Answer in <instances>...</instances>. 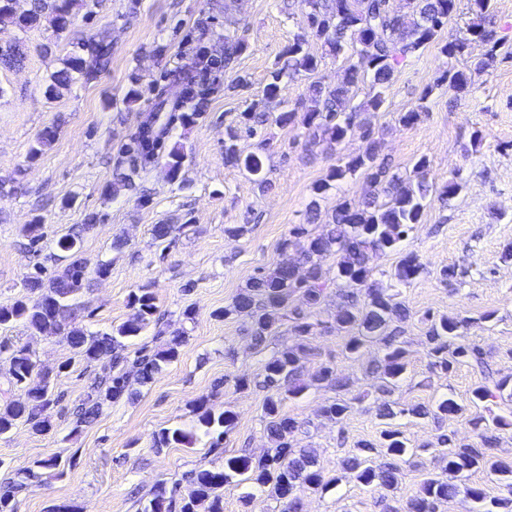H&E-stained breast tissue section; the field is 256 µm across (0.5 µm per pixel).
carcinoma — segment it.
<instances>
[{"label": "carcinoma", "instance_id": "1", "mask_svg": "<svg viewBox=\"0 0 512 512\" xmlns=\"http://www.w3.org/2000/svg\"><path fill=\"white\" fill-rule=\"evenodd\" d=\"M78 0H32L31 9L23 14L15 10L16 0H0V24L9 23L24 30L46 19L57 37L69 35L72 24L71 8ZM307 9L308 27L327 50L340 56L353 51L341 78L334 85L319 82L310 85V96L297 107L281 112L269 111V104L279 96L283 77L291 79L313 74L319 60L304 48L305 39L298 35L285 54L275 64L261 99L251 102L227 126L224 138V160L242 165L257 177L263 188L269 182L262 177L264 156L239 153L237 142L243 136H254L258 129L274 121L284 127L295 123L298 111L304 112L306 144H324L330 150H339L344 141L354 135L364 143L356 155L336 154L326 178L314 186L320 195L334 181L360 176L363 196L359 202L336 200L328 220L318 223L320 212L312 202L307 223L297 224L289 231L283 248H294L296 262L302 266L296 275L286 263L251 277L246 286L224 307L221 314L236 315L248 323V331L258 351L266 348L269 336L288 319L294 342H284L265 357L262 387L267 390L263 403L264 432L271 444L266 454L255 460L241 455L224 460L219 467H199L182 476L172 487L161 481L154 488L153 498L143 512H224V485L240 477L261 488L269 489L271 496L283 504V512H302L299 493L304 490H325L336 483L320 467L313 448L295 447L294 434L300 430L297 420L283 412L285 400L308 389L309 385L325 386L336 392L349 393L352 382L328 363L319 366L310 382L301 378V362L317 356L309 344V337L322 325L318 319L321 305L330 295L339 300L334 321L336 331L345 334V349L357 354L369 343L381 345L384 354L374 364L379 376L378 391L392 395L406 370L404 341L400 324L410 317L409 309L398 300L395 285L409 284L424 270L417 256L407 255L399 260L388 274L387 281L373 278L372 253L396 250L414 225L420 223L429 197L435 195L442 202L457 197L464 180L456 175L440 186L427 180L431 162L422 156L413 165L411 174L392 169L381 156V139L376 125L378 114L384 111L383 89L394 73L419 50L432 44L449 60L468 53L473 43L485 46L478 62V70L494 66L497 53L504 45L493 24L491 0H473L475 17L462 37L441 36L458 12L459 0H301ZM228 21L224 28V68L228 69L246 49L245 41L232 29ZM71 50L62 67L52 73L46 92L57 96L73 84L96 79L107 70L112 59V47L107 31L101 30L86 39L70 43ZM26 57L24 41L17 37L0 40V65H19ZM371 77L372 92L361 103L352 101L365 76ZM171 83L183 86V93L170 98L167 87L153 89L154 97L140 128L151 129L149 136L136 132L123 146L110 184L112 194L134 187L135 177L146 165L155 161V151L168 136L171 127L169 112L183 107L191 111L180 115L185 125L195 123L210 89L201 85L195 74L175 73ZM459 95L466 91L468 78L460 71L446 70L438 84ZM429 92L420 97L418 106L398 118L407 126L417 122L427 109ZM185 152L182 146L172 147L165 157L170 180L182 178ZM98 223L96 214L86 216L84 223L70 234L61 237L58 248L66 253L68 263L63 270L44 280L45 267L37 265L25 280L34 299L17 300L9 306H0V325L20 323L32 335H60L79 360L90 365L102 359L110 362L109 371L95 379L76 411V427L89 426L97 421L103 409L126 395L137 393L135 386L150 383L154 375L166 365L177 361L186 337L174 335L155 350H141L134 359L124 354L125 340L138 336L157 314L155 297L141 290L131 294V305L136 309L132 319L112 332L93 333L77 322L71 301L83 290L91 276H104L108 265L99 263L90 267L83 256L80 242L82 233ZM335 259L334 270L324 268V260ZM300 297L306 308L294 305ZM460 313L438 319L425 316L432 365L448 372L457 363H466L482 376L481 383L472 391V403L490 404L503 396L509 380L499 379L489 369L481 348L466 341L468 328L482 320ZM0 352L10 353L8 377L0 396V437L9 434L19 422H24L38 433L52 427L51 407L58 403L54 392V373L42 370L26 347H16L9 338L0 340ZM16 391L22 396L13 398ZM363 396L335 399L322 408L325 417L339 421L360 403ZM193 410L204 434H217L211 447L217 448L229 427L233 415L215 414L209 399L201 397L193 402ZM465 407L452 398L434 406L422 404L394 409L385 401L376 409V417L385 425L376 440L363 439L339 461L340 470L353 476L365 487L392 490L399 481L401 466L413 455L401 432L392 428L391 421L399 415L416 418L446 417L463 412ZM474 441L457 442L442 434L438 443L447 451L438 457V470L426 472L419 491L401 508L388 512H437L439 503L456 498L468 504L467 512H512V461L505 462L490 453L496 437L490 427L503 429L512 426V419L495 416L487 424L482 416L472 419ZM193 441V435L180 428H163L154 434L153 447L168 448ZM482 470L495 478L507 491L502 497H488L479 487L467 483V474ZM42 473L29 469L0 491V512H15V497L31 483L41 481Z\"/></svg>", "mask_w": 512, "mask_h": 512}]
</instances>
